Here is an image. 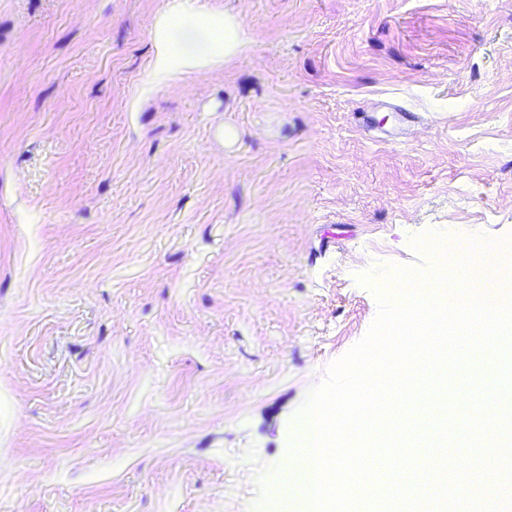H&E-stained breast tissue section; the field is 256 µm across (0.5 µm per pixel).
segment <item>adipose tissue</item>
Segmentation results:
<instances>
[{
	"mask_svg": "<svg viewBox=\"0 0 512 512\" xmlns=\"http://www.w3.org/2000/svg\"><path fill=\"white\" fill-rule=\"evenodd\" d=\"M190 32L201 38L200 48L190 50L183 44V36ZM152 36L155 53L149 81L156 87L178 75L227 63L248 44L236 16L197 5L196 0H184L179 9L163 14Z\"/></svg>",
	"mask_w": 512,
	"mask_h": 512,
	"instance_id": "1",
	"label": "adipose tissue"
}]
</instances>
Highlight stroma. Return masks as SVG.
<instances>
[{"label": "stroma", "instance_id": "obj_1", "mask_svg": "<svg viewBox=\"0 0 512 512\" xmlns=\"http://www.w3.org/2000/svg\"><path fill=\"white\" fill-rule=\"evenodd\" d=\"M174 2L0 0V512H277L361 275L512 236V0H210L152 88ZM196 0L161 17L152 33L155 42L149 81L155 87L168 85L176 76L223 65L248 44L242 23L227 12L196 6ZM195 33L202 39L199 49L189 50L181 37Z\"/></svg>", "mask_w": 512, "mask_h": 512}]
</instances>
